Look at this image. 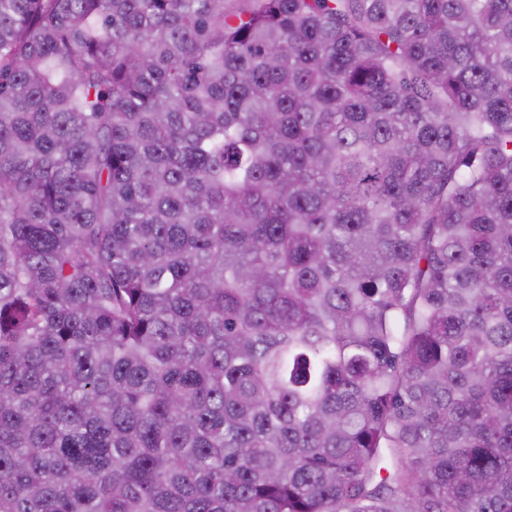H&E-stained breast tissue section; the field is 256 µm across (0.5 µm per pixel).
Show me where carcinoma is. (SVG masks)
<instances>
[{"instance_id":"cac0c4a2","label":"carcinoma","mask_w":512,"mask_h":512,"mask_svg":"<svg viewBox=\"0 0 512 512\" xmlns=\"http://www.w3.org/2000/svg\"><path fill=\"white\" fill-rule=\"evenodd\" d=\"M0 512H512V0H0Z\"/></svg>"}]
</instances>
